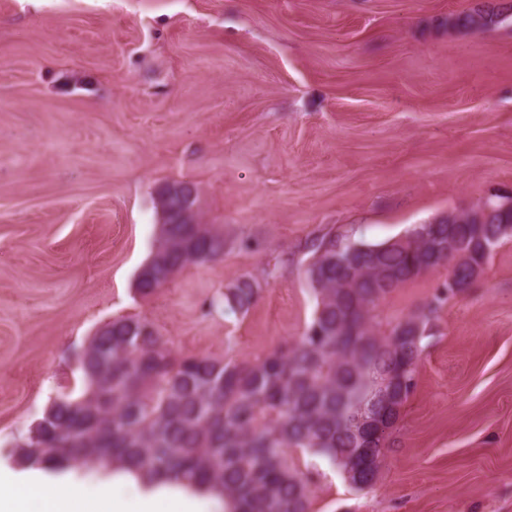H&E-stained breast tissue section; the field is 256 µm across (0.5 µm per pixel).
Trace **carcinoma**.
I'll return each instance as SVG.
<instances>
[{
	"mask_svg": "<svg viewBox=\"0 0 512 512\" xmlns=\"http://www.w3.org/2000/svg\"><path fill=\"white\" fill-rule=\"evenodd\" d=\"M512 19V3L457 16L451 26L473 30ZM486 221L464 209L438 228L463 246L455 271L459 285L474 266L489 264L485 244L500 243L512 225V207L498 198ZM405 232L404 247L362 240L369 251L357 276L336 266L330 249L350 240L313 243L306 277L315 300L302 336L254 362L214 356L182 357L148 321L116 319L98 329L76 353L79 392L51 398L42 418L14 445L20 464L66 471L89 464L102 476L124 472L145 487L170 486L208 493L222 512H309L310 477L293 454L327 461L340 470L360 453L380 455L378 438L356 440L357 409L384 376L401 367L406 380L399 409L416 386L434 307L383 322L381 303L424 273L427 243ZM224 230L216 224H170L157 258L136 282L144 296L171 282L188 265L224 257ZM260 288L245 277L226 288L222 305L247 312Z\"/></svg>",
	"mask_w": 512,
	"mask_h": 512,
	"instance_id": "carcinoma-1",
	"label": "carcinoma"
}]
</instances>
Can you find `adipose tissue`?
<instances>
[{"instance_id": "ef3b65f1", "label": "adipose tissue", "mask_w": 512, "mask_h": 512, "mask_svg": "<svg viewBox=\"0 0 512 512\" xmlns=\"http://www.w3.org/2000/svg\"><path fill=\"white\" fill-rule=\"evenodd\" d=\"M200 500L183 494L140 493L128 510L114 488L71 483L48 488L34 473L0 480V512H200Z\"/></svg>"}]
</instances>
